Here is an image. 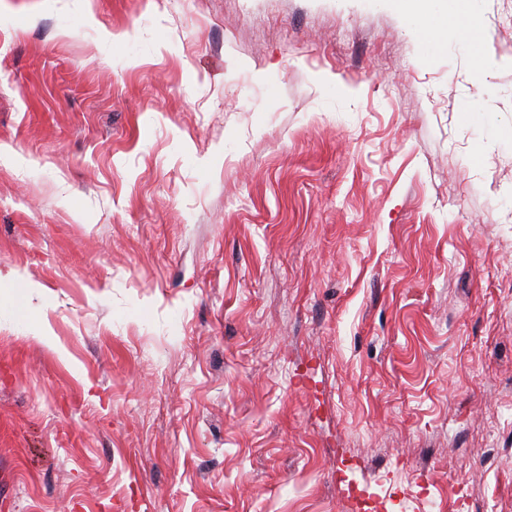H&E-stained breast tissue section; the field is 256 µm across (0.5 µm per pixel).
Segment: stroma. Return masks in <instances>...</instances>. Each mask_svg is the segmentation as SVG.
Instances as JSON below:
<instances>
[{"mask_svg": "<svg viewBox=\"0 0 512 512\" xmlns=\"http://www.w3.org/2000/svg\"><path fill=\"white\" fill-rule=\"evenodd\" d=\"M447 9L0 0V512H512V0Z\"/></svg>", "mask_w": 512, "mask_h": 512, "instance_id": "stroma-1", "label": "stroma"}]
</instances>
